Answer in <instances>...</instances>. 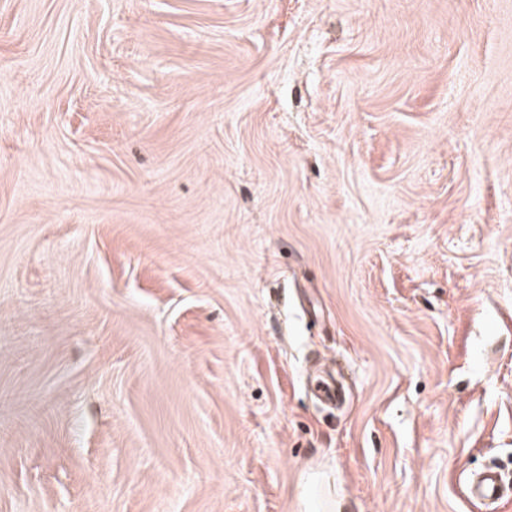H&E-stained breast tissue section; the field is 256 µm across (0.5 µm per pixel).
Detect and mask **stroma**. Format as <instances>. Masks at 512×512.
<instances>
[{
	"label": "stroma",
	"instance_id": "1",
	"mask_svg": "<svg viewBox=\"0 0 512 512\" xmlns=\"http://www.w3.org/2000/svg\"><path fill=\"white\" fill-rule=\"evenodd\" d=\"M490 464L512 0H0V512H486ZM468 495L487 506L496 504L506 493L499 471L488 469L473 476L466 485Z\"/></svg>",
	"mask_w": 512,
	"mask_h": 512
}]
</instances>
